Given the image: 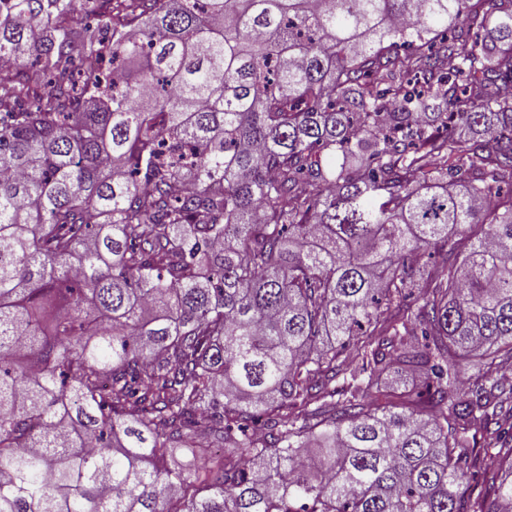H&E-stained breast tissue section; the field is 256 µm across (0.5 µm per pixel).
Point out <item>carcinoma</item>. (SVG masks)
Wrapping results in <instances>:
<instances>
[{
  "label": "carcinoma",
  "instance_id": "obj_1",
  "mask_svg": "<svg viewBox=\"0 0 512 512\" xmlns=\"http://www.w3.org/2000/svg\"><path fill=\"white\" fill-rule=\"evenodd\" d=\"M2 58L0 512H512V0H0Z\"/></svg>",
  "mask_w": 512,
  "mask_h": 512
}]
</instances>
